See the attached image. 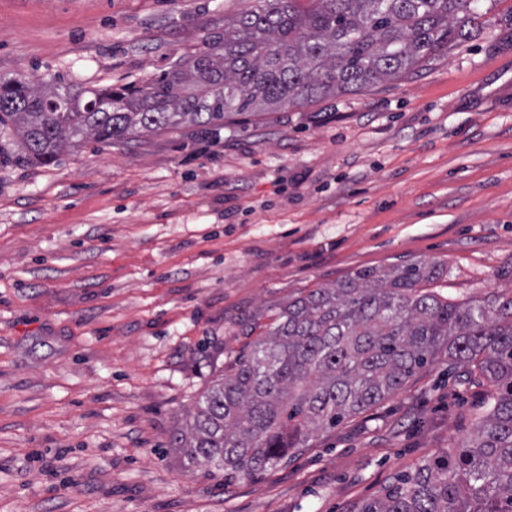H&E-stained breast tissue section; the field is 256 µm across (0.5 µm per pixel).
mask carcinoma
Wrapping results in <instances>:
<instances>
[{
  "mask_svg": "<svg viewBox=\"0 0 512 512\" xmlns=\"http://www.w3.org/2000/svg\"><path fill=\"white\" fill-rule=\"evenodd\" d=\"M205 48L142 86L76 90L55 79H0V130L16 160L51 165L85 138L130 142L228 112L275 110L408 77L469 40L475 0H260ZM437 264L363 269L275 313L172 437L187 464L224 479L288 460L398 393L436 355L494 388L474 432L424 460L361 512H512V295L456 302L425 286Z\"/></svg>",
  "mask_w": 512,
  "mask_h": 512,
  "instance_id": "obj_1",
  "label": "carcinoma"
}]
</instances>
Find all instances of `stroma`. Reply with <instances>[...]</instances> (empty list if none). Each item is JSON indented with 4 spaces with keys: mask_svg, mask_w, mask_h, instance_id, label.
<instances>
[{
    "mask_svg": "<svg viewBox=\"0 0 512 512\" xmlns=\"http://www.w3.org/2000/svg\"><path fill=\"white\" fill-rule=\"evenodd\" d=\"M255 0H0V77L141 86ZM512 292V0L409 77L0 162V512H361L472 432L447 357L225 484L169 446L247 326L364 269Z\"/></svg>",
    "mask_w": 512,
    "mask_h": 512,
    "instance_id": "obj_1",
    "label": "stroma"
}]
</instances>
